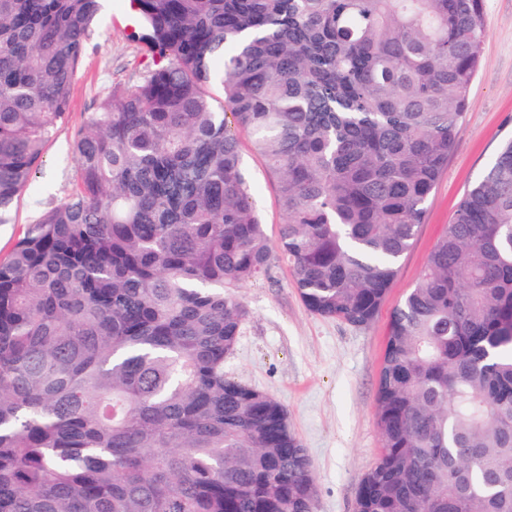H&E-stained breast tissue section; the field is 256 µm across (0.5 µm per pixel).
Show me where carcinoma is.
<instances>
[{"label": "carcinoma", "mask_w": 512, "mask_h": 512, "mask_svg": "<svg viewBox=\"0 0 512 512\" xmlns=\"http://www.w3.org/2000/svg\"><path fill=\"white\" fill-rule=\"evenodd\" d=\"M163 64L75 134L76 183L0 262V512H314L275 398L224 374L288 263L369 324L465 116L484 0H132ZM100 0H0V224L69 112ZM218 80L217 103L207 85ZM248 132L277 182L270 243ZM356 512H512V136L393 311ZM241 155L245 175L251 187V202L265 224L268 237L276 243L282 216L277 203V194L263 159L255 152L247 132L239 134Z\"/></svg>", "instance_id": "cac0c4a2"}]
</instances>
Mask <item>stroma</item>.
Listing matches in <instances>:
<instances>
[{
	"label": "stroma",
	"instance_id": "1",
	"mask_svg": "<svg viewBox=\"0 0 512 512\" xmlns=\"http://www.w3.org/2000/svg\"><path fill=\"white\" fill-rule=\"evenodd\" d=\"M485 14L465 121L426 203L425 221L400 258L395 282L374 321L355 327L312 313L281 260L273 262L266 278L235 290L249 316L224 372L286 408L288 424L306 448L316 477L314 512H355L358 483L376 465L382 448L376 394L390 315L415 284L464 193L512 136V0H486ZM137 29L129 0H102L86 39L70 111L15 201L11 223L0 224V261L9 258L28 224L67 199L76 171L72 142L85 114L96 111L112 88L140 82L154 69L152 53L133 36ZM239 139L252 205L268 237L277 239L282 216L275 184L247 132H240Z\"/></svg>",
	"mask_w": 512,
	"mask_h": 512
}]
</instances>
